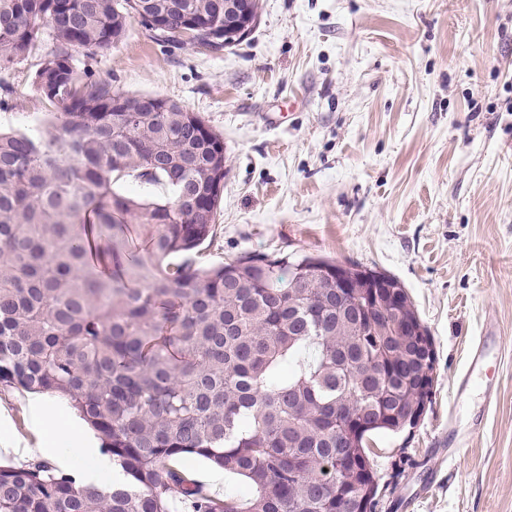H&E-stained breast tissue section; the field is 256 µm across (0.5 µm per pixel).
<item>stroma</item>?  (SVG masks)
<instances>
[{"label": "stroma", "mask_w": 512, "mask_h": 512, "mask_svg": "<svg viewBox=\"0 0 512 512\" xmlns=\"http://www.w3.org/2000/svg\"><path fill=\"white\" fill-rule=\"evenodd\" d=\"M213 52L132 24L87 60L128 95L178 102L224 140L215 232L198 256L356 263L401 282L434 339L432 404L412 434L374 435L378 512H512V0H257ZM0 69V131H43L33 85L56 50ZM499 378L451 391L482 329Z\"/></svg>", "instance_id": "1"}]
</instances>
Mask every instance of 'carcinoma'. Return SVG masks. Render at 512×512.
<instances>
[{"label":"carcinoma","instance_id":"carcinoma-1","mask_svg":"<svg viewBox=\"0 0 512 512\" xmlns=\"http://www.w3.org/2000/svg\"><path fill=\"white\" fill-rule=\"evenodd\" d=\"M185 16L212 30L191 42L224 48L215 0H0V65L46 30L60 42L34 80L54 109L45 131L0 133V384L67 397L125 476L1 465L0 512H350L380 493L368 439L404 431L425 404L430 336L394 331L417 314L410 297L361 328L367 297L337 291L332 261L199 267L224 139L176 102L74 67L68 48L90 58L134 22L178 45ZM130 170L170 195L115 193ZM193 457L252 495L204 493Z\"/></svg>","mask_w":512,"mask_h":512}]
</instances>
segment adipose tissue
Wrapping results in <instances>:
<instances>
[{"label": "adipose tissue", "instance_id": "obj_1", "mask_svg": "<svg viewBox=\"0 0 512 512\" xmlns=\"http://www.w3.org/2000/svg\"><path fill=\"white\" fill-rule=\"evenodd\" d=\"M31 423L44 435L63 440L62 448L49 450L47 444H29L15 436H0V452L20 459H29L46 454H54L58 465L68 469L82 464L83 476L89 482L117 479L118 473L112 461L100 453L94 437L80 429L67 412L56 407L49 399L36 397L30 400Z\"/></svg>", "mask_w": 512, "mask_h": 512}]
</instances>
